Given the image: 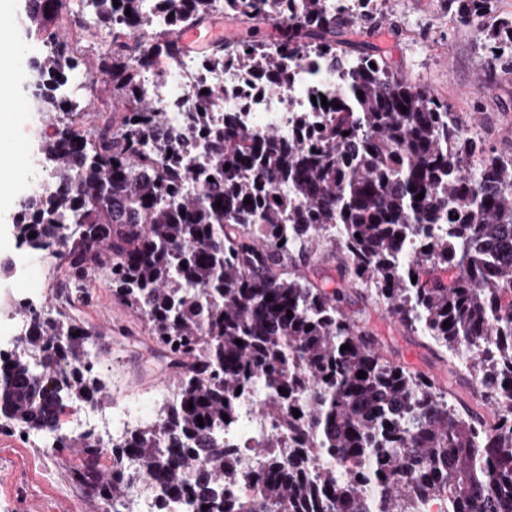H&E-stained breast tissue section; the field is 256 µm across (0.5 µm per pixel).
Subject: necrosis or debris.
<instances>
[{"instance_id":"4bbe7bcc","label":"necrosis or debris","mask_w":512,"mask_h":512,"mask_svg":"<svg viewBox=\"0 0 512 512\" xmlns=\"http://www.w3.org/2000/svg\"><path fill=\"white\" fill-rule=\"evenodd\" d=\"M287 70V82L271 89L245 68L209 70L202 59L189 54L182 58L167 80H156L149 71L144 74L143 81L148 90L150 110L166 116L164 130L178 127L180 116L186 111L195 90L207 84L223 91V98L213 114L215 124H223L225 113L230 112L253 133L260 134L273 128L286 137L293 133L298 115L311 114L313 93L333 94L341 90L346 66L340 62L335 67H324L315 72L300 56L288 62ZM264 398V389L258 386L242 401L237 419L224 428L226 447L243 451L270 433L272 422L261 412ZM103 417L108 418L112 426L113 439L120 442L134 428L155 420L156 413L154 405L143 400L129 399L121 404L111 400L76 415L69 422V430L74 434L92 431L98 419Z\"/></svg>"}]
</instances>
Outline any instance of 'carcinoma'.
<instances>
[{
    "instance_id": "carcinoma-1",
    "label": "carcinoma",
    "mask_w": 512,
    "mask_h": 512,
    "mask_svg": "<svg viewBox=\"0 0 512 512\" xmlns=\"http://www.w3.org/2000/svg\"><path fill=\"white\" fill-rule=\"evenodd\" d=\"M92 2L103 21L96 70L124 109L119 124L99 118L81 138L87 114L62 94L79 70L77 49L50 30L62 0H25L28 29L48 38L31 61L34 103L57 132L38 143L48 183L17 204L12 223L29 250L62 241L68 278L55 306L15 309L28 330L0 353V421L55 432L66 408L104 402L90 333L74 315L102 272L179 379L157 420L123 443L94 431L54 438L55 453L79 449L70 477L87 497L117 501L124 477L115 468L134 457L138 475L161 490L158 512L170 500L192 512H418L444 493L449 512H512V160L460 136L448 105L383 58L341 47L336 33L386 18L375 0H352L357 17L331 0H240L232 19L274 27L278 39L201 52L208 65L231 57L273 84L287 79V57L345 61L340 93L326 107L316 99L319 119L299 118L288 139L274 129L254 135L232 117L214 125L215 89L196 91L181 128L158 134L164 119L147 105L143 74L162 55L168 69L155 77L168 78L183 55L179 34L211 21L216 0H159L172 17L148 41L143 0ZM447 2L463 24L492 4ZM484 47L512 73V19L485 31ZM202 139L207 162L192 169L189 146ZM189 179L194 194L183 193ZM295 228L310 237L289 250L280 241ZM409 238L419 248L404 256ZM325 244L340 255L341 276L376 283L403 325L422 324L453 357L474 350L468 371L493 385L502 409L494 421L448 405L434 382L378 350L339 294L300 273ZM257 384L273 427L245 471L216 437ZM319 457L335 463L309 471ZM244 475L257 489L247 500L230 492Z\"/></svg>"
}]
</instances>
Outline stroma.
Wrapping results in <instances>:
<instances>
[{"label": "stroma", "instance_id": "stroma-1", "mask_svg": "<svg viewBox=\"0 0 512 512\" xmlns=\"http://www.w3.org/2000/svg\"><path fill=\"white\" fill-rule=\"evenodd\" d=\"M23 7L24 0H0V16L15 21L7 32L18 47L10 84L0 91V101L20 107L13 115L12 131L0 136V162L10 171L9 184L0 192L2 256L15 249L8 216L21 194L45 177L36 164L37 143L56 133L55 127L41 121L28 87V60L42 53L44 43L42 36L28 33ZM387 13L388 21L366 33L343 34L347 50L355 56L386 57L392 67L446 102L497 155L512 157V74L495 70L489 60L482 47L484 23L449 24L445 0H388ZM310 269L312 278L341 292L346 311L368 314L367 327L386 357L433 379L456 409L492 419L493 410L475 399L471 377L458 360L398 323L385 305L350 287L329 248L320 249ZM80 315L92 333L89 347L98 354L94 373L109 397L147 400L160 384L175 385L144 322L113 297L105 277L96 278ZM76 458V452L55 454L34 438L0 429V512H100V503L86 498L70 479Z\"/></svg>", "mask_w": 512, "mask_h": 512}]
</instances>
